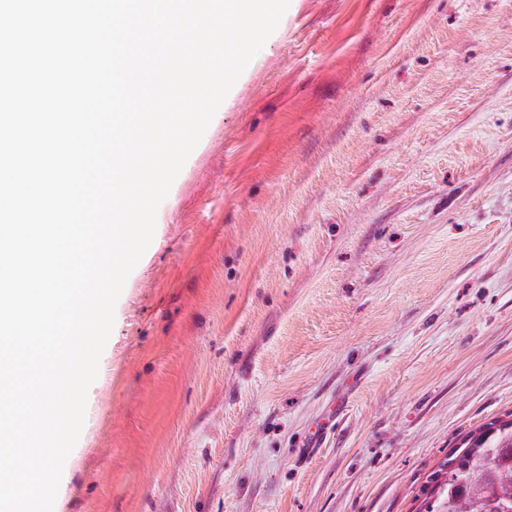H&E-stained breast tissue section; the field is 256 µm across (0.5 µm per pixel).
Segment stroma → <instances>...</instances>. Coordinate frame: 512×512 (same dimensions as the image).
I'll use <instances>...</instances> for the list:
<instances>
[{
  "mask_svg": "<svg viewBox=\"0 0 512 512\" xmlns=\"http://www.w3.org/2000/svg\"><path fill=\"white\" fill-rule=\"evenodd\" d=\"M114 316L53 512H424L512 414V0H290Z\"/></svg>",
  "mask_w": 512,
  "mask_h": 512,
  "instance_id": "obj_1",
  "label": "stroma"
}]
</instances>
